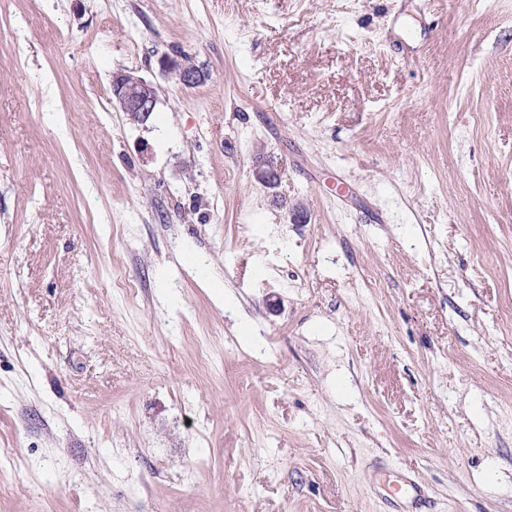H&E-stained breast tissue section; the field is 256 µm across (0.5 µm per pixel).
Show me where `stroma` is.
Instances as JSON below:
<instances>
[{"label":"stroma","instance_id":"35a3bbf8","mask_svg":"<svg viewBox=\"0 0 512 512\" xmlns=\"http://www.w3.org/2000/svg\"><path fill=\"white\" fill-rule=\"evenodd\" d=\"M1 449L0 512H512V0H0ZM160 67L165 71L173 73L179 83L185 87L197 86L204 80V74L201 71L184 66L182 60L162 58L160 59ZM112 97L122 112L138 120L147 119L157 105L155 85L132 72L117 71L112 74Z\"/></svg>","mask_w":512,"mask_h":512}]
</instances>
